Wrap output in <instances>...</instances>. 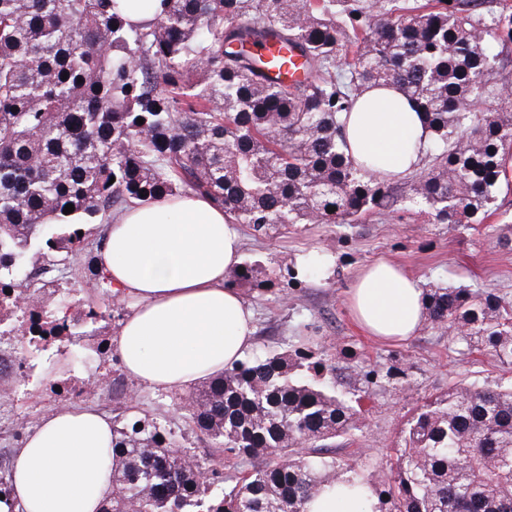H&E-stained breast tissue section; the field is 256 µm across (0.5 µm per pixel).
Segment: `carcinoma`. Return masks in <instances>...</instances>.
<instances>
[{
  "instance_id": "carcinoma-1",
  "label": "carcinoma",
  "mask_w": 512,
  "mask_h": 512,
  "mask_svg": "<svg viewBox=\"0 0 512 512\" xmlns=\"http://www.w3.org/2000/svg\"><path fill=\"white\" fill-rule=\"evenodd\" d=\"M162 2L132 25L119 0H0V291L15 303L36 306L55 264L26 280L20 269L39 256L73 260L103 298L89 315L111 327L121 303L97 267L104 237L85 253L79 232L136 201L205 194L259 236L399 205L447 224L495 210L512 156V97L499 79L512 8L502 0ZM263 43L298 57L304 79L270 76L285 59L255 55ZM388 83L432 134L407 196L353 159L342 121L362 88ZM487 100L498 109L473 111ZM229 283L286 301L299 279L244 261ZM425 309L458 353L512 366V305L435 286ZM409 382L406 369L309 347L239 361L181 399L222 454L204 480L180 432L118 398L101 512H306L334 484L357 500L368 491L371 512H512V381H459L425 398L392 448L395 468L376 482L331 448L361 430L364 400Z\"/></svg>"
}]
</instances>
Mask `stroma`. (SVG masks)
Returning <instances> with one entry per match:
<instances>
[{"instance_id": "stroma-1", "label": "stroma", "mask_w": 512, "mask_h": 512, "mask_svg": "<svg viewBox=\"0 0 512 512\" xmlns=\"http://www.w3.org/2000/svg\"><path fill=\"white\" fill-rule=\"evenodd\" d=\"M498 205L479 224L451 226L402 208L365 216L356 224H293L267 237L244 235L242 260L261 261L270 273L286 263L306 265L319 252L330 257L328 268L292 288L287 303L268 293L243 290L256 314L254 356L304 344L341 361L356 357L388 366L400 358L409 367L413 387L379 390L363 403V424L348 451L370 477L389 473L391 450L423 397L446 391L459 380L492 383L512 378V368L486 352L458 355L447 334L428 328L405 342H377L353 320L347 290L363 267L386 258L418 279L422 288L472 286L512 304V243H501L505 236L512 240V189L501 192ZM129 391L158 421L180 428L185 446L198 457L217 459V450L177 409L184 390L134 384Z\"/></svg>"}]
</instances>
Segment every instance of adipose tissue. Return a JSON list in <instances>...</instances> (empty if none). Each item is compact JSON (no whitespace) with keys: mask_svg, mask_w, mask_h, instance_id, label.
<instances>
[{"mask_svg":"<svg viewBox=\"0 0 512 512\" xmlns=\"http://www.w3.org/2000/svg\"><path fill=\"white\" fill-rule=\"evenodd\" d=\"M355 159L377 160L398 177L416 168L432 134L395 87L364 91L346 124ZM100 271L114 296L132 303L115 347L126 375L184 389L242 360L255 345L253 312L225 284L240 263L241 235L222 206L188 192L138 202L104 231ZM424 293L381 259L356 278L348 306L380 341L416 335ZM112 422L94 408L44 417L19 448L14 497L25 512H99L112 493Z\"/></svg>","mask_w":512,"mask_h":512,"instance_id":"obj_1","label":"adipose tissue"}]
</instances>
